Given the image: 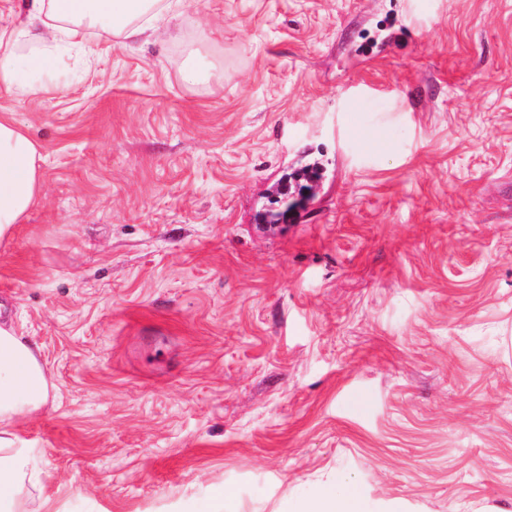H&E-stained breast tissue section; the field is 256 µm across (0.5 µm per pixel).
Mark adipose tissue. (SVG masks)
I'll list each match as a JSON object with an SVG mask.
<instances>
[{
	"mask_svg": "<svg viewBox=\"0 0 512 512\" xmlns=\"http://www.w3.org/2000/svg\"><path fill=\"white\" fill-rule=\"evenodd\" d=\"M174 0H25L27 23L22 33L0 32V90H18L23 69L50 68L51 56L16 50L19 36L40 43L74 39L95 30L124 40L144 35L151 18L174 10ZM35 143L12 120L0 118V239L30 209L41 189ZM48 399V381L34 346L14 327L0 324V503L10 512H29L22 482L29 466L18 436L7 430L14 417L28 414ZM296 512H366L360 490L352 484L323 485L302 501Z\"/></svg>",
	"mask_w": 512,
	"mask_h": 512,
	"instance_id": "adipose-tissue-1",
	"label": "adipose tissue"
}]
</instances>
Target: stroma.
<instances>
[{
	"label": "stroma",
	"instance_id": "obj_1",
	"mask_svg": "<svg viewBox=\"0 0 512 512\" xmlns=\"http://www.w3.org/2000/svg\"><path fill=\"white\" fill-rule=\"evenodd\" d=\"M181 2L0 93L31 512H512V0ZM35 143L12 120L0 118V239L30 209L41 189ZM291 512H366L360 490L353 484L318 486Z\"/></svg>",
	"mask_w": 512,
	"mask_h": 512
}]
</instances>
